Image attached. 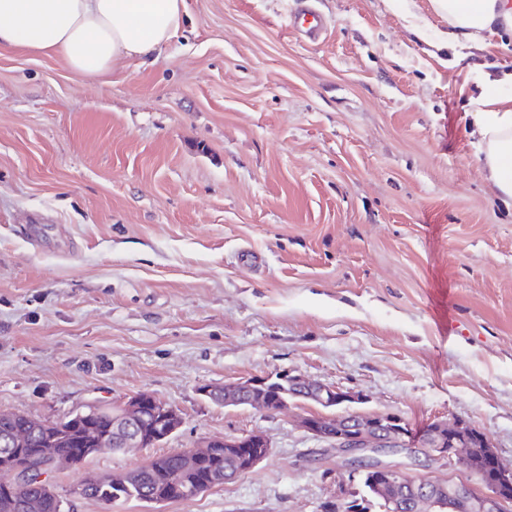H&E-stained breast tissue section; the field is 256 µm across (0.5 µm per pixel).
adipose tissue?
<instances>
[{
  "label": "adipose tissue",
  "mask_w": 512,
  "mask_h": 512,
  "mask_svg": "<svg viewBox=\"0 0 512 512\" xmlns=\"http://www.w3.org/2000/svg\"><path fill=\"white\" fill-rule=\"evenodd\" d=\"M447 17V40L459 50L484 46L487 35L512 30V0H433ZM183 0H0V46L57 56L88 77L124 58H148L181 21ZM477 113L486 177L512 200V98L488 96Z\"/></svg>",
  "instance_id": "1"
}]
</instances>
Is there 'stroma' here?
<instances>
[{
	"instance_id": "stroma-1",
	"label": "stroma",
	"mask_w": 512,
	"mask_h": 512,
	"mask_svg": "<svg viewBox=\"0 0 512 512\" xmlns=\"http://www.w3.org/2000/svg\"><path fill=\"white\" fill-rule=\"evenodd\" d=\"M297 5L184 0L169 44L101 77L0 47V410L144 391L184 418L56 470L62 512H318L337 481L361 491L298 426L317 405L199 393L280 372L415 431L461 419L512 465V206L471 118L487 90L512 97V52L494 35L458 60L432 0H312L316 40ZM252 432L270 455L192 500L73 493ZM293 23L301 28L305 35L310 39L320 36L324 28L322 16L312 7L301 6L294 14Z\"/></svg>"
}]
</instances>
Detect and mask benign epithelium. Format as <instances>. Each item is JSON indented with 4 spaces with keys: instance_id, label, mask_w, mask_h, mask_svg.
<instances>
[{
    "instance_id": "obj_1",
    "label": "benign epithelium",
    "mask_w": 512,
    "mask_h": 512,
    "mask_svg": "<svg viewBox=\"0 0 512 512\" xmlns=\"http://www.w3.org/2000/svg\"><path fill=\"white\" fill-rule=\"evenodd\" d=\"M288 389L290 396H305L320 405L326 412L301 418L299 426L312 437L334 442V451L342 466L355 475L359 472L358 460L370 458L383 483L376 488L383 508L396 506V501L405 490L407 468L385 463V455H403L411 465H418L417 458L408 448L409 432L402 428L401 417L396 414L363 415L333 409L360 399V395L345 391L336 385L313 382L300 375L277 373L251 377L224 384L220 389L204 387L200 394L219 399L226 405L250 406L263 411L269 410L270 391ZM182 425V417L172 406L155 396L142 392L131 396L112 415V432H101L92 425L82 432L83 439L92 447L87 454L95 455L105 449L139 448L148 442L162 441L171 437ZM438 430L428 434L426 447L431 456L450 466L469 468L475 457L469 448L468 425L459 421L440 420ZM61 425L53 421L28 418L27 422L15 428L7 437L9 447L21 450L27 447L33 434L40 430H53L52 440L59 438ZM213 441H207L196 448L179 451L185 471H198L204 461L212 455ZM270 446L264 436L258 433L243 434L224 438V457L233 465L224 469V481L228 482L242 475L265 460ZM486 458L493 460L495 471L491 477H482L483 489L467 500L469 512H508L512 509V466L504 463L494 449H489ZM0 467L9 470L13 480L0 486L8 492L31 480L35 469L18 455H9ZM435 493L421 496L415 501V512H459L457 503L460 490L457 485L434 480Z\"/></svg>"
}]
</instances>
